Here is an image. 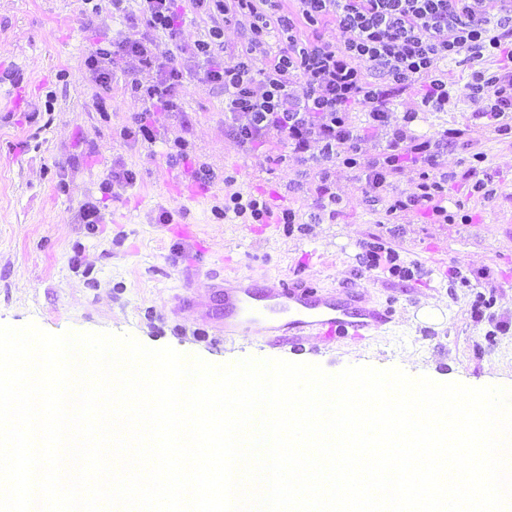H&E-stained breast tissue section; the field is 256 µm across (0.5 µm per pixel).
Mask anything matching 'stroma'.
Listing matches in <instances>:
<instances>
[{
	"instance_id": "obj_1",
	"label": "stroma",
	"mask_w": 512,
	"mask_h": 512,
	"mask_svg": "<svg viewBox=\"0 0 512 512\" xmlns=\"http://www.w3.org/2000/svg\"><path fill=\"white\" fill-rule=\"evenodd\" d=\"M125 30L108 0L96 13L83 0H0V324L129 334L216 365L253 357L331 374L350 365L399 367L438 383L512 388V138L472 120L475 107L465 99L419 112L412 123L427 137L460 130L439 164L457 175L450 200L471 215L468 224H430L415 210L385 223L381 206L363 203L354 172L339 164L329 174L340 211L308 234L225 221L214 209L234 190L309 214L313 168L280 137L256 150L239 146L224 127L223 89L200 81L191 82L181 112L156 113L155 144L123 138L141 105L122 82L99 89L85 60L96 43ZM34 112L37 122H28ZM178 141L213 171L212 182L169 164ZM475 152L494 179L493 200L472 194L464 177ZM118 166L134 172L133 187L102 197L104 174ZM228 171L237 174L231 187ZM88 201L103 217L92 234L79 218ZM163 210L172 223H159ZM377 238L416 263L414 278L362 271L358 244ZM455 269L469 286L452 277ZM223 271L260 286L306 281L321 295L350 287L362 306L390 310L393 319L354 341L228 337L221 292L184 284L186 274L202 281ZM189 295L195 305L181 306Z\"/></svg>"
}]
</instances>
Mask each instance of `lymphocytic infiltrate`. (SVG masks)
I'll use <instances>...</instances> for the list:
<instances>
[{
  "label": "lymphocytic infiltrate",
  "instance_id": "1",
  "mask_svg": "<svg viewBox=\"0 0 512 512\" xmlns=\"http://www.w3.org/2000/svg\"><path fill=\"white\" fill-rule=\"evenodd\" d=\"M110 0L113 12L125 15L137 37H119L96 46L86 59L92 80L109 90L121 60L137 61L124 81L126 93L143 103L125 138L156 141L154 112L176 111L192 81L224 91V124L244 149L265 145L272 135L285 137L302 163L336 162L358 170L368 203L384 202L386 216L415 209L429 211L445 224L448 185L455 174L439 166L458 130L426 138L409 125L418 111H441L451 100L440 66L464 58L473 67L462 93L478 110L476 119L512 132V70L481 69L488 56L512 60V0ZM208 17L206 38L187 49L186 63L155 55L158 34L176 38L183 16L180 4ZM240 26L241 50L220 56L214 47L229 24ZM340 35L331 42L322 27ZM421 90L416 108L394 119L395 99L412 86ZM361 110L362 123L351 117ZM382 136L381 151L362 153L364 135ZM420 172L409 194L382 201L380 193L405 168ZM340 198L328 171H320L308 221L292 209H272L264 195L224 200L225 212L251 215L255 223L284 224L309 230L324 217H335Z\"/></svg>",
  "mask_w": 512,
  "mask_h": 512
}]
</instances>
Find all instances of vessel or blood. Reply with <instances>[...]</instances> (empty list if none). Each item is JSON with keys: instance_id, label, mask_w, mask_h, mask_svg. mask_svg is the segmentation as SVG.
Instances as JSON below:
<instances>
[{"instance_id": "1", "label": "vessel or blood", "mask_w": 512, "mask_h": 512, "mask_svg": "<svg viewBox=\"0 0 512 512\" xmlns=\"http://www.w3.org/2000/svg\"><path fill=\"white\" fill-rule=\"evenodd\" d=\"M206 288L224 290V333L263 329L280 323L282 330L318 333L328 338L371 335L391 319L388 311L368 310L354 304V292L343 288L333 295H320L313 287L279 280L255 297L251 286L230 285L228 279H207Z\"/></svg>"}]
</instances>
